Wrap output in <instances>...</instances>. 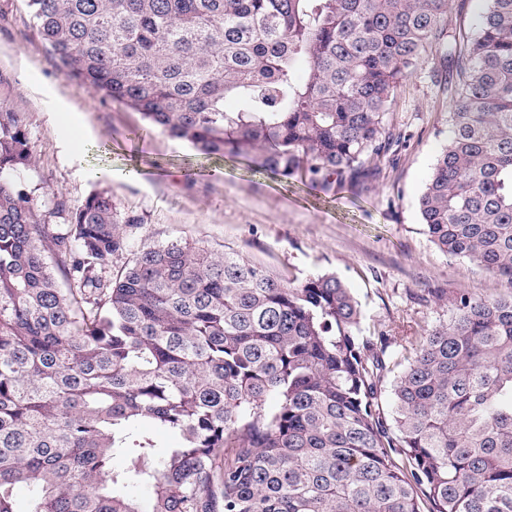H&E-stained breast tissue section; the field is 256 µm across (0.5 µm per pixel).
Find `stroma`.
<instances>
[{"instance_id": "obj_1", "label": "stroma", "mask_w": 512, "mask_h": 512, "mask_svg": "<svg viewBox=\"0 0 512 512\" xmlns=\"http://www.w3.org/2000/svg\"><path fill=\"white\" fill-rule=\"evenodd\" d=\"M0 101L24 112L34 163L19 174L50 223L97 192L111 195L131 248L183 238L236 251L300 282L333 272L359 301L365 335L390 351L448 320L458 294L494 297L505 282L440 251L418 201L448 138L449 97L428 69L398 89L388 124L401 139L374 178L326 193L304 172L282 178L216 159L144 127L141 113L65 76L23 0H0ZM111 168L112 178L93 177Z\"/></svg>"}]
</instances>
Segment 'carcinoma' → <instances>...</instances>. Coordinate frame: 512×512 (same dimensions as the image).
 Masks as SVG:
<instances>
[{"mask_svg": "<svg viewBox=\"0 0 512 512\" xmlns=\"http://www.w3.org/2000/svg\"><path fill=\"white\" fill-rule=\"evenodd\" d=\"M26 0L66 75L206 155L329 193L376 175L424 61L450 134L419 198L442 252L512 284V0ZM0 101V512H512V292L387 354L334 273L183 239L126 250L112 197L56 225ZM398 369L391 419L381 372ZM119 465H114V460ZM479 7L477 0H454L453 8L448 13L449 28L467 35L475 33L479 21Z\"/></svg>", "mask_w": 512, "mask_h": 512, "instance_id": "cac0c4a2", "label": "carcinoma"}]
</instances>
